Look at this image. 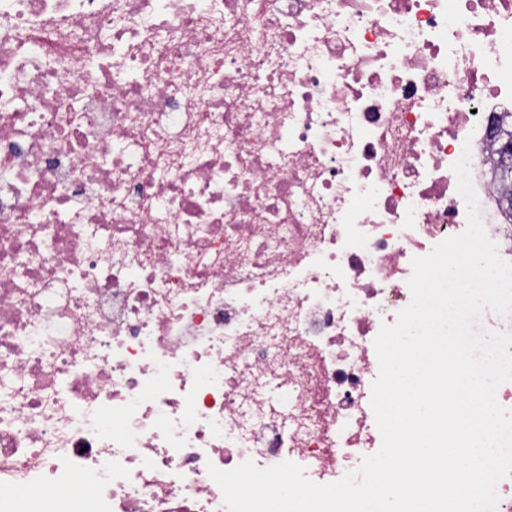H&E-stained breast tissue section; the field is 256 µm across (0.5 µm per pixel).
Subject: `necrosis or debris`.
<instances>
[{
	"label": "necrosis or debris",
	"instance_id": "necrosis-or-debris-1",
	"mask_svg": "<svg viewBox=\"0 0 512 512\" xmlns=\"http://www.w3.org/2000/svg\"><path fill=\"white\" fill-rule=\"evenodd\" d=\"M512 0H0V512H227L375 454L412 260L512 263ZM492 138L499 146L496 154L498 169V185L505 200L509 204L512 217V113L504 112L493 130Z\"/></svg>",
	"mask_w": 512,
	"mask_h": 512
}]
</instances>
